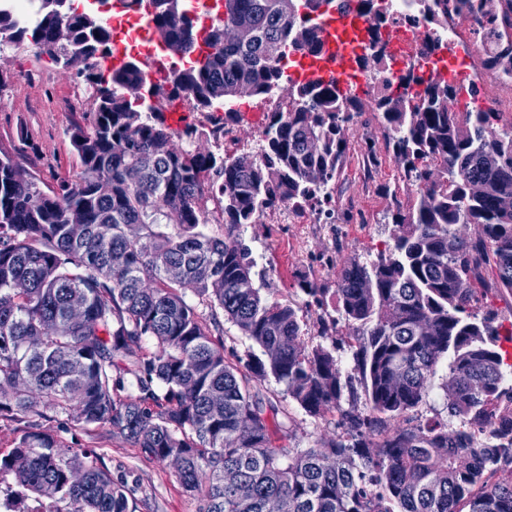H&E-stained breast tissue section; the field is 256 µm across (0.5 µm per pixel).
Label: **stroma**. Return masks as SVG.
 Listing matches in <instances>:
<instances>
[{
    "label": "stroma",
    "instance_id": "obj_1",
    "mask_svg": "<svg viewBox=\"0 0 512 512\" xmlns=\"http://www.w3.org/2000/svg\"><path fill=\"white\" fill-rule=\"evenodd\" d=\"M8 65L15 77L0 91V142L14 145L22 164H35L46 185L75 178L80 164L67 133L70 115L60 103L72 90L83 89L82 79L29 46L9 50ZM379 120L378 113H361L347 132V163L336 193L344 214L341 223L267 221L245 226L243 239L255 260L254 287L270 290L272 298L301 303L305 297L296 291L298 278L309 275L318 287L335 288L338 263L366 258L389 242L388 193L396 187L397 165L385 148ZM369 136L378 154V165L370 174L361 164ZM262 390L290 413V446L312 448L336 434L337 414L310 416L288 398L284 384L272 378L264 381ZM79 440L100 454L113 473H127L136 480L135 495L148 499V512H196V499L183 490L167 461L146 458L102 429L80 435Z\"/></svg>",
    "mask_w": 512,
    "mask_h": 512
}]
</instances>
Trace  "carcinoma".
<instances>
[{
	"label": "carcinoma",
	"mask_w": 512,
	"mask_h": 512,
	"mask_svg": "<svg viewBox=\"0 0 512 512\" xmlns=\"http://www.w3.org/2000/svg\"><path fill=\"white\" fill-rule=\"evenodd\" d=\"M154 2L152 20L179 61L152 86L137 57L105 65L112 30L72 0H39L28 25L0 12V46L28 43L65 70L83 57L79 77L91 93L69 128L76 179L45 191L0 144V413L49 410L66 416L65 431L104 428L150 459L178 455L177 479L198 496V512H265L271 498L283 512H512V355L488 303L493 289L512 294V123L461 103L473 88L440 77L435 32L455 11L480 39L502 33L485 64L512 74V0H417L432 25L423 50L431 69H409L396 89L371 95L407 189L404 201L391 192L392 243L346 262L332 292L302 279L303 307L238 288L254 268L241 229L283 203L334 217L359 96L319 80L289 85L288 109L270 113L247 165L226 151L174 147L166 109L151 100L190 98L212 128L189 124L182 135L219 139L235 113L215 110L240 87L263 99L282 85L287 56L320 54L311 15L324 0H222L204 56L188 0ZM356 12L367 40L381 41L387 0H359ZM62 24L70 40L58 44ZM231 24L248 27L250 41L226 43ZM384 56L356 54L354 63L364 73ZM210 200L224 214L220 235L204 222ZM127 224L141 226L138 240L125 236ZM462 224L475 236L461 235ZM170 266L184 281L167 278ZM74 302L87 311L78 325L68 319ZM313 304L329 347L305 342ZM226 320L266 358L230 360ZM146 339L154 348L144 353ZM344 347L348 368L336 357ZM442 359L448 413L461 419L452 431L418 415ZM269 377L309 415L337 412L340 433L305 450L275 438L292 417L263 394ZM226 470L240 487L224 483ZM5 474L17 495L41 496L52 484L66 503L53 512L146 504L128 475L38 423L0 456Z\"/></svg>",
	"instance_id": "cac0c4a2"
}]
</instances>
